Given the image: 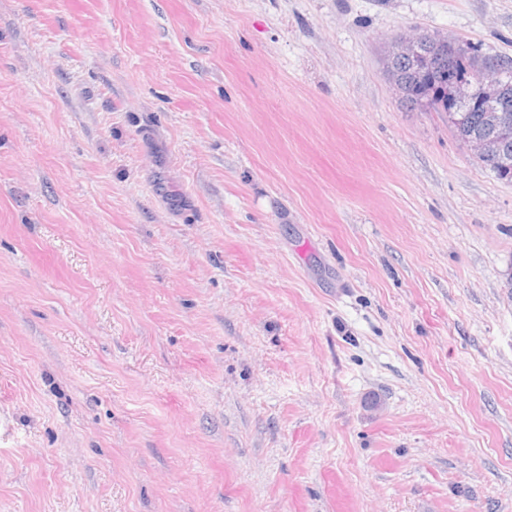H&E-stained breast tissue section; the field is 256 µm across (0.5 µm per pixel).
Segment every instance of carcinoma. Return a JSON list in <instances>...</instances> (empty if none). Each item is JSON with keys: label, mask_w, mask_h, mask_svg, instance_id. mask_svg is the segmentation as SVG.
Returning a JSON list of instances; mask_svg holds the SVG:
<instances>
[{"label": "carcinoma", "mask_w": 512, "mask_h": 512, "mask_svg": "<svg viewBox=\"0 0 512 512\" xmlns=\"http://www.w3.org/2000/svg\"><path fill=\"white\" fill-rule=\"evenodd\" d=\"M487 61L473 46L450 41L441 50L425 44L411 58L392 56L387 60V69L402 83L403 102L417 109L442 112L457 137L493 140L512 156V60L497 59L502 89L497 104L508 110L505 125L487 122L486 112L491 110L487 103L461 102L451 96L456 82H476V75Z\"/></svg>", "instance_id": "obj_1"}]
</instances>
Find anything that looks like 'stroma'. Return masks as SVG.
<instances>
[{
    "label": "stroma",
    "mask_w": 512,
    "mask_h": 512,
    "mask_svg": "<svg viewBox=\"0 0 512 512\" xmlns=\"http://www.w3.org/2000/svg\"><path fill=\"white\" fill-rule=\"evenodd\" d=\"M418 33L512 0H0V512H512V183Z\"/></svg>",
    "instance_id": "1"
}]
</instances>
